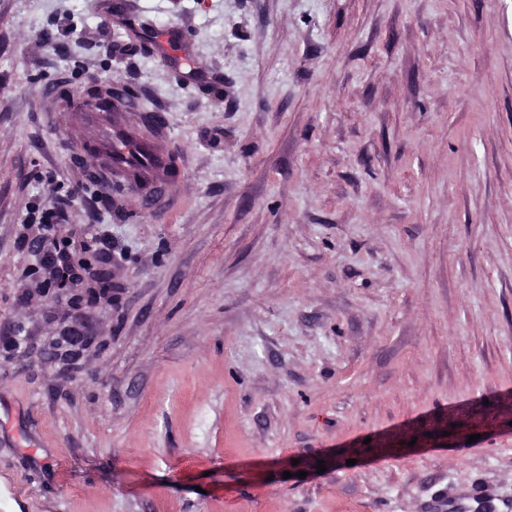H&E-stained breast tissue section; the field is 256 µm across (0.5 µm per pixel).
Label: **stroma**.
I'll list each match as a JSON object with an SVG mask.
<instances>
[{
	"label": "stroma",
	"instance_id": "1",
	"mask_svg": "<svg viewBox=\"0 0 512 512\" xmlns=\"http://www.w3.org/2000/svg\"><path fill=\"white\" fill-rule=\"evenodd\" d=\"M0 512H512V0H0ZM130 139H134L137 144L133 150L125 147L126 142ZM143 140L150 142L144 145V149L141 145ZM79 148L85 153L104 159L110 169H112V159L115 161L117 158H123L125 163H122L121 166L127 173L133 174L146 170V174L153 182L152 187L158 189L150 201L156 199L165 186L173 184L179 175L178 165H175L177 170V178L175 180L163 175L164 167L173 158L164 154L161 149L156 147L151 141V137L130 135L120 125L112 127L111 123L108 133L104 138L97 132L95 140L91 141V143L81 142ZM52 247L33 252L37 261L54 271L61 280L77 279L73 266L69 263L68 240L53 241Z\"/></svg>",
	"mask_w": 512,
	"mask_h": 512
}]
</instances>
